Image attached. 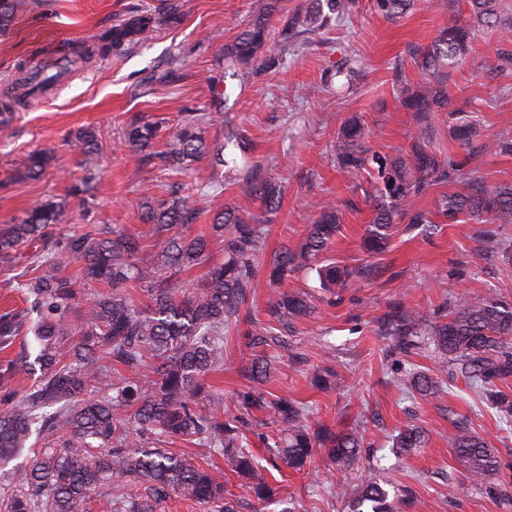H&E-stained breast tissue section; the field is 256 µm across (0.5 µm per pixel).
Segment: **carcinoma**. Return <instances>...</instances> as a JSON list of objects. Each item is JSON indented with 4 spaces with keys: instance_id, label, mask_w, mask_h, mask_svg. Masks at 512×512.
<instances>
[{
    "instance_id": "carcinoma-1",
    "label": "carcinoma",
    "mask_w": 512,
    "mask_h": 512,
    "mask_svg": "<svg viewBox=\"0 0 512 512\" xmlns=\"http://www.w3.org/2000/svg\"><path fill=\"white\" fill-rule=\"evenodd\" d=\"M261 6L248 27L224 47V77L234 78L244 67L262 74L276 69L282 55L306 33L324 28L332 18L349 15L356 0H315L311 7L288 17L275 27L274 3ZM413 0H375L374 8L388 19L399 17ZM468 15L443 27L429 46L415 54L414 63L429 77L414 84L402 68L395 69L394 85L400 106L427 121L433 112L448 108V76L472 51L480 34L499 32L500 48L493 69L512 73V0H467ZM24 0H0V28L22 9ZM181 20L178 5L138 12L112 26L98 38L97 53L107 56L143 40L160 25ZM278 39L279 54L264 55L266 44ZM214 111L187 112L164 148L154 149L158 128L149 121L123 128L121 140L129 157L139 166L161 171L188 169L203 157L224 163V149L237 148L242 156L251 150L241 133H229L226 142L210 145L205 129L225 124L224 97L213 101ZM368 133L358 119L340 132L336 146V170L357 183L364 176L373 182L365 196L374 218L364 240L366 250L380 252L396 220L405 218L423 227L456 224L461 217L477 224H512V182L485 185L475 172H465L467 159L433 151L417 135L394 154L371 152ZM97 136L87 128L75 138L84 155V175L74 193L88 194L99 182L94 162ZM479 150L512 155V136L498 134L482 142ZM50 159L29 157L23 180L42 176ZM227 177L241 183L245 195L259 202L258 217L243 218L240 211L224 206L216 211L208 233L185 237L178 227L193 224L211 198L224 193V185L193 188L170 185V197L157 202L147 196L140 203L141 218L151 234L161 240L152 258L143 256L144 239L137 233L109 230L86 224L55 241L37 256L41 273L21 287L32 299L36 318L26 314L0 315V384L8 386L19 376H35L22 396L4 391L0 400V470L30 455L22 483L7 496L5 512H85L90 496L109 492L108 503L116 512H157L172 496L199 504L206 512H236L224 498V484L195 457L177 454L168 445L186 441L209 448L224 457V466L261 502L274 500L276 488L267 480L249 450L250 437L294 471L305 469L315 449L324 450L336 469L357 464L363 436L337 432L325 426L312 428L307 405L286 397H269L259 387L238 393L242 407L268 415L271 432H257L245 417L226 418L220 410L200 406L216 399L206 376L224 367V335L237 325L240 309L253 295L258 257L264 250L265 225L271 223L281 202V189L272 170L259 161L231 167ZM434 186H449L440 193L434 209L422 211L415 202ZM65 204L52 198L35 201L15 223L0 231V254L13 252L46 236L52 224L66 222ZM340 209L332 202L317 204L316 219L301 239L284 246L269 270V283L277 285L296 272L311 270L328 291L353 287L356 272L327 262L325 254L339 231ZM218 245L224 260L209 266L202 284L189 292L166 277L167 270L205 263L210 248ZM75 263L79 275L72 280L62 269ZM99 284L103 291L90 286ZM140 289V303L132 290ZM82 308L85 326L76 329L71 311ZM309 300L296 293L274 292L265 316L250 320L246 332L253 350L248 361L249 378L259 381L270 372L272 359L266 348L286 343L288 330L310 314ZM33 332L39 351L10 348L23 329ZM383 333L399 348L411 353L422 348V337L437 353L431 368H409L396 378L400 389L422 397H439L448 379L512 417V398L496 382L512 373V303L493 295H460L449 304L448 318L427 322L418 311L402 302L383 322ZM80 336L74 343L70 337ZM41 442L32 447L31 440ZM427 442L425 429L413 418L392 437V451L411 454ZM448 447L465 464L470 481L488 490L497 474L496 450L463 426L448 435ZM365 479L351 494L349 512H399L403 501L390 494L395 486L383 475Z\"/></svg>"
}]
</instances>
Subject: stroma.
<instances>
[{
  "label": "stroma",
  "instance_id": "stroma-1",
  "mask_svg": "<svg viewBox=\"0 0 512 512\" xmlns=\"http://www.w3.org/2000/svg\"><path fill=\"white\" fill-rule=\"evenodd\" d=\"M25 2L10 28L0 33V84L12 78L19 62L31 61L41 43L64 40L92 48L99 33L159 0ZM257 2L177 0L179 25L157 29L118 55L77 64L49 99L33 96L17 106L12 121L0 125V229L22 217L34 201L52 195L68 202L67 221L56 226V235L104 224L143 234L147 254L158 252L156 238L141 221L139 205L147 192L168 197V179L157 169L130 163L120 132L145 119L158 123L156 143L164 145L184 113L210 111L212 99L226 94L228 116L250 140L251 158L273 169L283 188L280 211L267 226L261 268H268L284 245L306 232L316 217L314 202L331 198L341 203L342 215L328 256L365 273L355 287L335 295L321 288L312 271L292 274L280 285L282 291L310 295L313 310L295 323L287 346L275 350L263 390L309 405L311 424L358 431L364 448L358 464L347 472L337 471L322 454L298 472L284 466L270 470L268 477L279 496L292 498L295 512H347L352 487L378 464L387 467L402 489V512H512V426L453 384L437 398L404 393L394 383V374L412 364L432 366L435 355L428 348L402 352L393 337L382 332L384 318L399 301L431 321L447 314L451 297L461 294L490 292L512 303V271L489 255L492 247L512 245V224L496 227L490 240L484 225L469 220L437 224L427 233L399 220L384 251H366L363 238L373 214L364 193L371 185L347 184L334 164L338 132L351 116L365 123L368 143L380 153L404 147L415 135L411 113L397 102L391 73L399 66L411 81H420L413 52L430 45L450 16L430 0H415L404 15L390 20L374 10L373 0H359L348 19L313 32L309 42L290 49L277 71L258 78L247 72L223 78L218 59L246 27ZM497 48L495 32H483L466 63L452 72L451 109L433 113L424 131L435 149L466 154L452 113L464 104L476 109L473 144L512 134V75L493 70ZM350 63L360 67L362 76L347 87L334 71ZM171 66L176 69L174 81L155 82V75ZM86 127L101 137L102 148L95 156L101 181L94 192L80 198L71 193L83 175V156L74 141ZM41 150L54 156L45 174L18 180L27 156ZM30 254L24 248L0 255V314H22L29 308L20 284L30 270ZM270 295L267 276H259L252 300L228 337L223 370L206 379L220 394L226 415L237 414L236 394L250 385L242 374L245 333L249 319L263 313ZM325 368L333 377L330 387L321 390L311 380L314 371ZM411 414L426 429L428 442L399 459L386 437ZM460 421L498 452L495 493L471 484L448 446V434ZM186 451L209 465L223 482L225 497L236 500L238 512H277L225 471L221 456L192 445Z\"/></svg>",
  "mask_w": 512,
  "mask_h": 512
}]
</instances>
